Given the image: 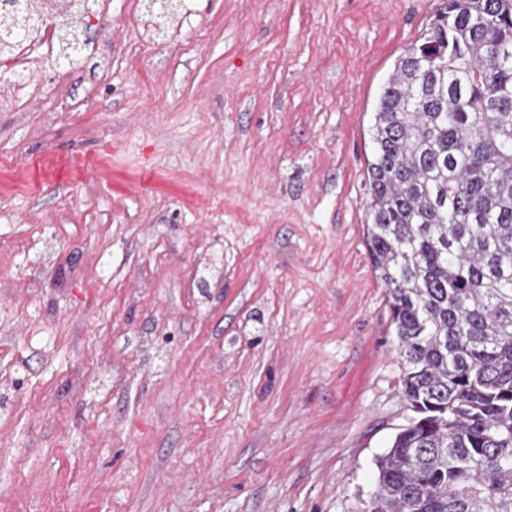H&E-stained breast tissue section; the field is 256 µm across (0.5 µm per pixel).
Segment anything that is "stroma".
<instances>
[{
	"instance_id": "stroma-1",
	"label": "stroma",
	"mask_w": 512,
	"mask_h": 512,
	"mask_svg": "<svg viewBox=\"0 0 512 512\" xmlns=\"http://www.w3.org/2000/svg\"><path fill=\"white\" fill-rule=\"evenodd\" d=\"M109 3L0 110V512H365L371 128L447 0Z\"/></svg>"
}]
</instances>
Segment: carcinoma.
<instances>
[{
  "mask_svg": "<svg viewBox=\"0 0 512 512\" xmlns=\"http://www.w3.org/2000/svg\"><path fill=\"white\" fill-rule=\"evenodd\" d=\"M82 18L59 58L82 53ZM33 34L0 10V52ZM367 168L368 249L415 413L366 512H512V0H448L396 60Z\"/></svg>",
  "mask_w": 512,
  "mask_h": 512,
  "instance_id": "obj_1",
  "label": "carcinoma"
}]
</instances>
